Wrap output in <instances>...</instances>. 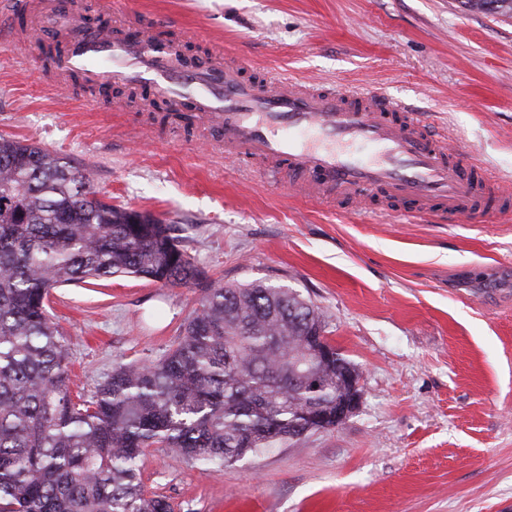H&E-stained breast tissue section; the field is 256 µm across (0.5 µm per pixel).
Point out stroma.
Segmentation results:
<instances>
[{
	"label": "stroma",
	"mask_w": 512,
	"mask_h": 512,
	"mask_svg": "<svg viewBox=\"0 0 512 512\" xmlns=\"http://www.w3.org/2000/svg\"><path fill=\"white\" fill-rule=\"evenodd\" d=\"M129 14L190 52L252 59L253 79L372 88L414 104L512 187V16L459 0H81ZM40 45L0 27V134L89 172L100 198L171 224L213 280L291 288L360 373L336 429L231 466L152 448L146 494L175 512H512V212L436 224L339 212L288 175L212 150L209 130L153 111L147 89H58ZM199 287L118 277L54 289L71 388L92 396L120 362L181 336Z\"/></svg>",
	"instance_id": "1"
}]
</instances>
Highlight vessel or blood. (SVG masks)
<instances>
[{
	"instance_id": "b4317fda",
	"label": "vessel or blood",
	"mask_w": 512,
	"mask_h": 512,
	"mask_svg": "<svg viewBox=\"0 0 512 512\" xmlns=\"http://www.w3.org/2000/svg\"><path fill=\"white\" fill-rule=\"evenodd\" d=\"M10 22L48 17L64 45L55 82L78 78L100 89L113 80L149 88L172 110L192 113L225 156L283 166L291 184L344 211L367 197L432 221L512 209L480 163L436 137L421 113L374 90L299 86L279 77L248 78L243 58L214 49L191 56L181 38L145 33L127 18L122 31L85 21L71 0H10Z\"/></svg>"
}]
</instances>
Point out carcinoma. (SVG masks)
Instances as JSON below:
<instances>
[{
	"label": "carcinoma",
	"mask_w": 512,
	"mask_h": 512,
	"mask_svg": "<svg viewBox=\"0 0 512 512\" xmlns=\"http://www.w3.org/2000/svg\"><path fill=\"white\" fill-rule=\"evenodd\" d=\"M512 14V0L486 2ZM132 275L198 286L199 306L160 358L118 363L72 396L55 288ZM321 314L296 292L208 280L172 227L97 197L90 177L35 143L0 135V512H173L146 496L150 448L231 465L304 436L300 412L333 410L336 364L312 360Z\"/></svg>",
	"instance_id": "cac0c4a2"
}]
</instances>
